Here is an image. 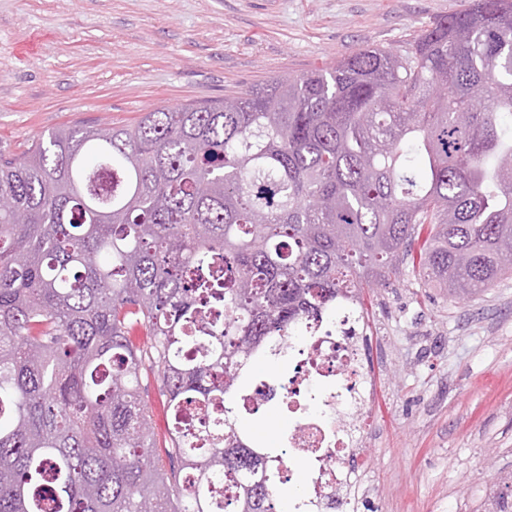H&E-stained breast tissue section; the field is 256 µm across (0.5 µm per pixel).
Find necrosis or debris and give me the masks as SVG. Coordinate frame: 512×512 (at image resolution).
I'll use <instances>...</instances> for the list:
<instances>
[{
	"label": "necrosis or debris",
	"mask_w": 512,
	"mask_h": 512,
	"mask_svg": "<svg viewBox=\"0 0 512 512\" xmlns=\"http://www.w3.org/2000/svg\"><path fill=\"white\" fill-rule=\"evenodd\" d=\"M365 334L350 321L328 334L306 337L295 350L287 382L261 381L245 406L279 400L295 421L284 438L282 473L301 483L304 512H349L351 476L363 458L364 415L371 397L365 369Z\"/></svg>",
	"instance_id": "necrosis-or-debris-1"
}]
</instances>
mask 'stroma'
Wrapping results in <instances>:
<instances>
[{
    "mask_svg": "<svg viewBox=\"0 0 512 512\" xmlns=\"http://www.w3.org/2000/svg\"><path fill=\"white\" fill-rule=\"evenodd\" d=\"M467 0H0V153L63 126L234 98L375 45L407 54ZM373 395L356 512L512 502V275L456 299L401 266L364 292Z\"/></svg>",
    "mask_w": 512,
    "mask_h": 512,
    "instance_id": "1",
    "label": "stroma"
}]
</instances>
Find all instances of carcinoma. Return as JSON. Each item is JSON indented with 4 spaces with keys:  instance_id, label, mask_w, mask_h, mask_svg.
<instances>
[{
    "instance_id": "cac0c4a2",
    "label": "carcinoma",
    "mask_w": 512,
    "mask_h": 512,
    "mask_svg": "<svg viewBox=\"0 0 512 512\" xmlns=\"http://www.w3.org/2000/svg\"><path fill=\"white\" fill-rule=\"evenodd\" d=\"M1 199L0 512H212L228 476L224 512H276L253 365L403 262L458 298L512 275V0L404 57L59 128L0 154ZM143 391L148 395L153 407L152 428L155 434L159 453L162 452V446L167 435L168 426L171 425L170 415L167 411L165 397L161 395L157 382L153 376L144 378L142 381Z\"/></svg>"
}]
</instances>
